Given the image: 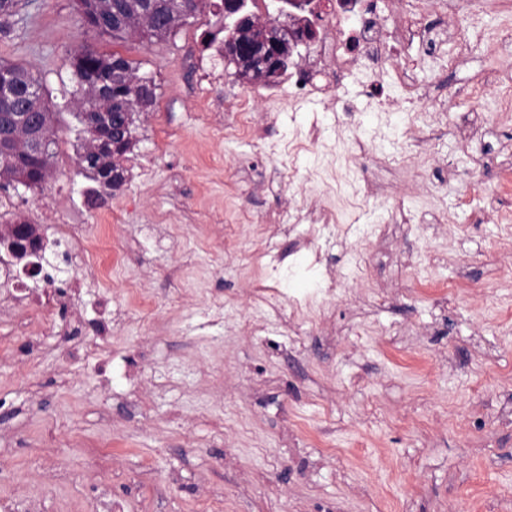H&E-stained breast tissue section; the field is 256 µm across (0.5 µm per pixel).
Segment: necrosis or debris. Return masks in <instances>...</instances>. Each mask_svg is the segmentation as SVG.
<instances>
[{"label":"necrosis or debris","mask_w":512,"mask_h":512,"mask_svg":"<svg viewBox=\"0 0 512 512\" xmlns=\"http://www.w3.org/2000/svg\"><path fill=\"white\" fill-rule=\"evenodd\" d=\"M448 7V0H413L408 7L400 0H306L303 7L290 8L289 28L310 29L312 36L303 48H289L286 85L267 105V112L315 101L333 114L334 127L341 132L354 124L362 107L381 112L402 109L421 118L407 132L412 155H419L433 137L430 114L445 111L446 104L431 98L418 82L421 59L409 49L415 44L430 50L438 46L428 19L447 12ZM352 82L361 84L363 103L345 95V87ZM284 218L305 225L296 248L312 266L323 261L320 241L324 233L346 235L351 231L350 226L338 223L335 209L318 198ZM284 218L272 212L259 219L262 237L253 260L264 272L250 288L252 301L267 302L280 295L276 278L283 257L276 250L271 228ZM353 293V288L330 280L318 294L290 300L289 320L319 325L329 318L337 298Z\"/></svg>","instance_id":"1"}]
</instances>
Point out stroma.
Returning <instances> with one entry per match:
<instances>
[{
    "label": "stroma",
    "mask_w": 512,
    "mask_h": 512,
    "mask_svg": "<svg viewBox=\"0 0 512 512\" xmlns=\"http://www.w3.org/2000/svg\"><path fill=\"white\" fill-rule=\"evenodd\" d=\"M485 40L442 67L424 56L417 71L449 113L479 111L474 136L438 134L430 158L404 153L413 122L405 111L363 112L353 130L309 149L311 124L333 117L309 102L266 128V156L249 139H224L238 100L267 95L272 82L240 78L223 59L224 32L211 7L162 39H115L83 27L74 0H21L14 33L0 36V61L42 78L60 104L51 172L22 195L0 190V226L25 219L46 240L62 224L106 231L97 255L107 281L84 282L82 332L95 335L99 303L120 319L110 353L61 360L68 308L18 309L0 296V462L19 480L0 496L28 512H512V230L487 218L491 201L512 211V119L496 114L491 70L512 77L500 54L512 10L487 0ZM84 45L116 51L153 76L156 100L135 116L125 183L90 201L67 59ZM374 161L354 167L355 139ZM453 163L458 179L441 175ZM377 196L364 198L366 185ZM324 197L341 223L367 200L364 224H393L383 246L362 243L369 281L356 299L337 301L325 334L275 346L238 321L201 328L202 302L249 305L242 273L252 242L231 226L238 251L213 266L198 241L217 235L208 215L262 216L295 193ZM412 217L394 225L395 206ZM288 259L284 296L318 288L317 270ZM144 288L151 307L128 311L122 290ZM39 348L28 363L20 323ZM108 445L104 469L84 468L81 452Z\"/></svg>",
    "instance_id": "1"
}]
</instances>
